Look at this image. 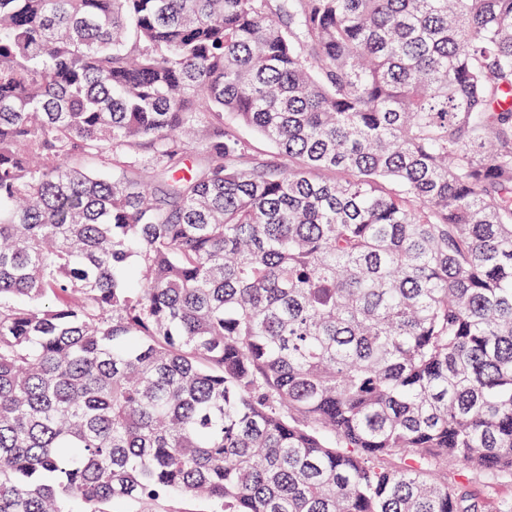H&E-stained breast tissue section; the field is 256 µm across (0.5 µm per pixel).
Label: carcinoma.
<instances>
[{"label":"carcinoma","mask_w":512,"mask_h":512,"mask_svg":"<svg viewBox=\"0 0 512 512\" xmlns=\"http://www.w3.org/2000/svg\"><path fill=\"white\" fill-rule=\"evenodd\" d=\"M450 462L512 478V0H0V512H512ZM149 508V510H147ZM108 509L112 512H208L209 506L203 502L182 498L173 497L151 506H145L136 502L121 501L110 504Z\"/></svg>","instance_id":"1"}]
</instances>
